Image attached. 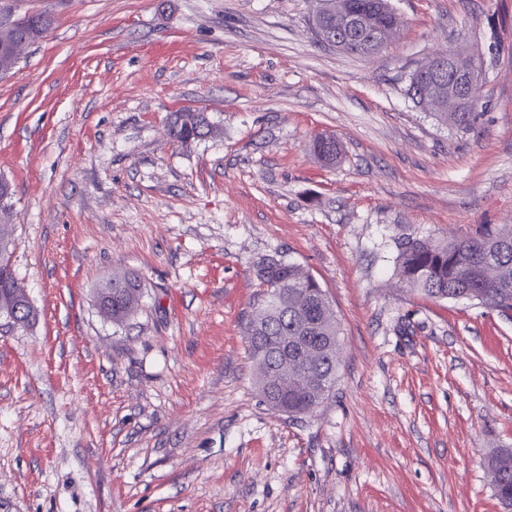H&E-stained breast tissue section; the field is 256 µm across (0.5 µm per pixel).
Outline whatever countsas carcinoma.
Masks as SVG:
<instances>
[{
	"instance_id": "cac0c4a2",
	"label": "carcinoma",
	"mask_w": 512,
	"mask_h": 512,
	"mask_svg": "<svg viewBox=\"0 0 512 512\" xmlns=\"http://www.w3.org/2000/svg\"><path fill=\"white\" fill-rule=\"evenodd\" d=\"M349 10L362 17L365 26L359 38L367 40L392 29L394 8L388 0H347ZM54 16L44 11L18 20L0 22V76L9 74L18 63L7 52L8 43L38 41L52 29ZM433 116L459 131L470 130L479 113L435 112ZM217 132L203 112H179L170 123V138L189 146ZM311 149L318 160L334 166L342 156L336 137L316 136ZM396 268L410 288L435 299L467 300L477 305L512 311V225L486 226L476 236L433 242L409 239L400 245ZM256 278L263 291L257 298L258 314L249 315L243 326L250 359L253 384L261 399L271 408L290 416L314 412L333 392L340 365L341 328L326 293L309 271L282 258L268 257L256 265ZM18 278L11 258L0 256V315L10 316V305L25 302L15 297ZM108 303L112 323L121 325L140 307L141 288L137 276L124 272L112 276V287L97 293ZM296 339L288 385L273 389L267 378L276 363L284 338ZM320 380L314 388L307 373ZM496 475L494 490L504 512H512V450L492 453L487 461Z\"/></svg>"
}]
</instances>
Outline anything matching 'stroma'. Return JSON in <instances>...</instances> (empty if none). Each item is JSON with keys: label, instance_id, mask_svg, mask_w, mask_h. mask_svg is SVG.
Listing matches in <instances>:
<instances>
[{"label": "stroma", "instance_id": "35a3bbf8", "mask_svg": "<svg viewBox=\"0 0 512 512\" xmlns=\"http://www.w3.org/2000/svg\"><path fill=\"white\" fill-rule=\"evenodd\" d=\"M391 3L364 58L317 40L319 0H0L55 18L0 78V218L38 311L0 317V512H502L512 312L412 290L396 257L512 224V0ZM444 50L484 60L467 132L406 93ZM186 111L216 134L174 143ZM271 256L342 329L297 420L259 400L243 333ZM119 272L143 291L120 326L95 297ZM311 149L318 160L327 166H335L342 156L341 145L333 135H317L311 143ZM489 472L496 475L493 483L496 496L505 512L512 511V450L502 449L492 453L487 461Z\"/></svg>", "mask_w": 512, "mask_h": 512}]
</instances>
